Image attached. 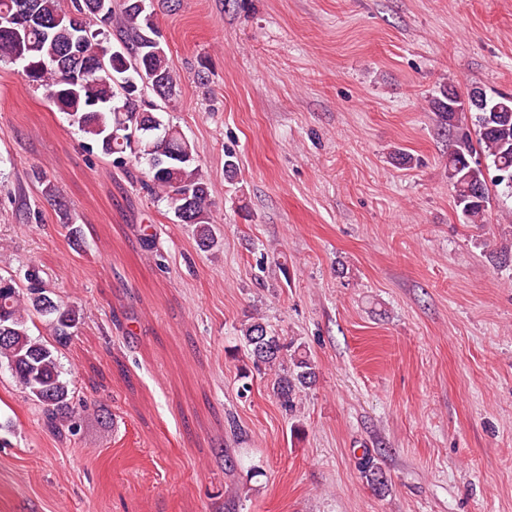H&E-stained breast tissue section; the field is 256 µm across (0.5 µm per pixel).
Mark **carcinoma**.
Segmentation results:
<instances>
[{
	"label": "carcinoma",
	"instance_id": "obj_1",
	"mask_svg": "<svg viewBox=\"0 0 512 512\" xmlns=\"http://www.w3.org/2000/svg\"><path fill=\"white\" fill-rule=\"evenodd\" d=\"M119 15L124 29L122 54L107 34L92 29ZM0 61L22 67L32 88L67 115L113 163L126 155L144 166L148 190L164 199L174 218L196 228L200 250L210 251L218 239L210 217L211 184L205 180L186 136L163 121L162 109L145 99L146 91L171 101L178 82L157 35L151 0H0ZM440 124L454 131L448 148V180L453 202L472 224L487 219L490 187L512 194V94L485 95V106L448 98V87L429 101ZM486 165H481L479 157ZM25 284L0 275V368L20 381L44 410L52 430L70 426L78 407L69 382L62 377L57 346L66 345L80 322L76 307L51 299L42 269L29 266ZM47 318L54 343L30 333L28 321ZM257 371L274 373L271 389L282 411H296L300 393L316 381V366L307 353L285 342L261 318L240 328ZM358 468L373 490H387L377 459L364 451Z\"/></svg>",
	"mask_w": 512,
	"mask_h": 512
}]
</instances>
